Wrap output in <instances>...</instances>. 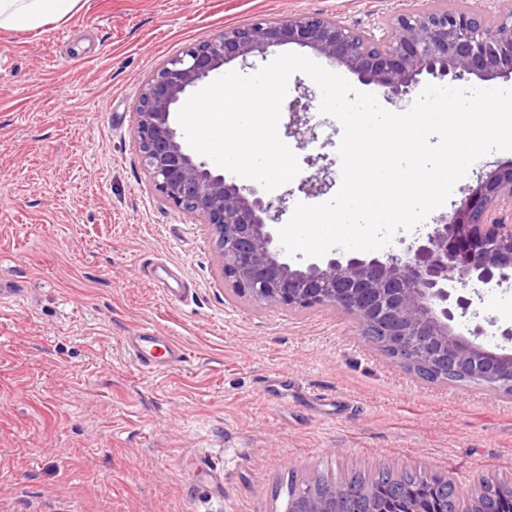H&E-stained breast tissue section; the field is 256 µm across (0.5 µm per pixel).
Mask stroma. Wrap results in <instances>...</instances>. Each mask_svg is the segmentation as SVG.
Masks as SVG:
<instances>
[{
  "label": "stroma",
  "mask_w": 512,
  "mask_h": 512,
  "mask_svg": "<svg viewBox=\"0 0 512 512\" xmlns=\"http://www.w3.org/2000/svg\"><path fill=\"white\" fill-rule=\"evenodd\" d=\"M432 0H81L39 31L0 28V512H285L289 477L389 468L461 490L512 478V396L430 382L328 307L261 304L225 287L206 225L153 187L134 106L184 48L256 19L322 13L363 29ZM285 142L296 180L336 163L343 126ZM167 263L190 285L152 282ZM512 350V281L461 289ZM152 328L184 363L142 367ZM293 382L287 402L262 390ZM207 455L211 468L197 467Z\"/></svg>",
  "instance_id": "35a3bbf8"
}]
</instances>
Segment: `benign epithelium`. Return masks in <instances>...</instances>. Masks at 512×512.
Masks as SVG:
<instances>
[{
	"label": "benign epithelium",
	"mask_w": 512,
	"mask_h": 512,
	"mask_svg": "<svg viewBox=\"0 0 512 512\" xmlns=\"http://www.w3.org/2000/svg\"><path fill=\"white\" fill-rule=\"evenodd\" d=\"M472 8H431L393 15L378 36L322 13L259 19L224 29L168 59L135 104L137 150L162 198L209 227L224 283L251 299L285 307H331L352 317L363 336L383 337L388 356L413 373H466L512 389V353H499L459 334L456 316L471 302L452 291L512 278V165L486 173L451 213L402 254L334 255L297 267L276 243L274 225L287 198L212 169L190 150L174 124L189 89L232 59L266 56L285 44L308 47L346 68L394 103L410 101L424 81L489 80L512 74V10L498 21ZM313 93L289 106L294 134L309 124ZM298 512H385L366 489L347 485L327 495L299 486Z\"/></svg>",
	"instance_id": "obj_1"
}]
</instances>
